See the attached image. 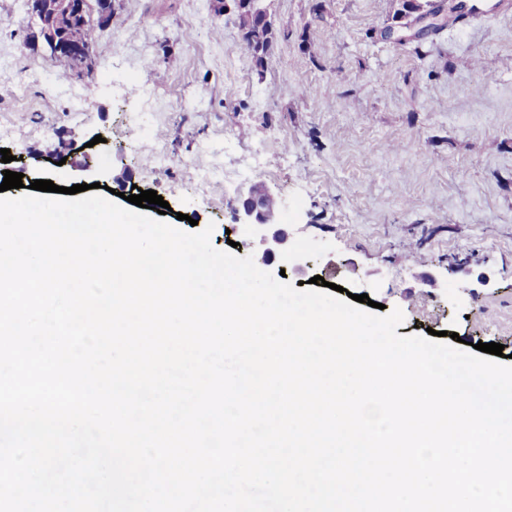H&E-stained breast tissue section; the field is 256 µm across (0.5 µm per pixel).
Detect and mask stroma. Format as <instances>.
Segmentation results:
<instances>
[{
  "label": "stroma",
  "mask_w": 512,
  "mask_h": 512,
  "mask_svg": "<svg viewBox=\"0 0 512 512\" xmlns=\"http://www.w3.org/2000/svg\"><path fill=\"white\" fill-rule=\"evenodd\" d=\"M13 3L0 0V124L25 136H0L13 157L0 176L157 191L166 222L212 227L215 249L294 285L318 275L401 309L398 335L433 329L512 354V14L419 47L380 34L401 0H264L279 34L260 69L237 49L235 16L216 14L211 0H114L101 30L109 51L78 79L94 88V106L76 118L65 97L46 108L44 92L68 64L27 49L35 21ZM144 55L160 64L151 84L160 109L138 132L129 114ZM29 66L43 84L19 86ZM62 143L68 155L92 156L93 170L55 165ZM263 144L265 167L244 171ZM158 151L170 166L155 168ZM126 166L132 180L122 185ZM211 168L220 176L200 188ZM226 171L240 175L230 194ZM253 183L270 189L288 234L272 255L234 222Z\"/></svg>",
  "instance_id": "1"
}]
</instances>
